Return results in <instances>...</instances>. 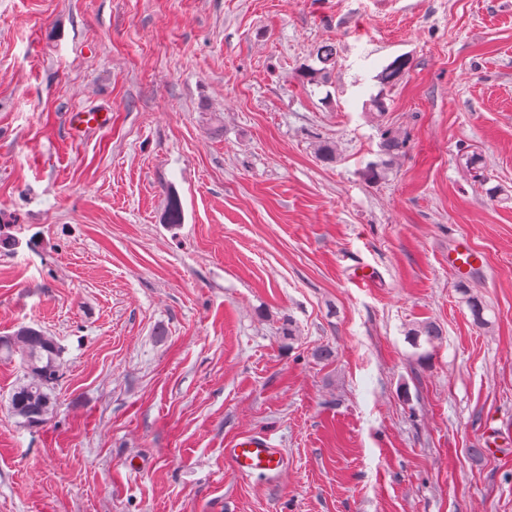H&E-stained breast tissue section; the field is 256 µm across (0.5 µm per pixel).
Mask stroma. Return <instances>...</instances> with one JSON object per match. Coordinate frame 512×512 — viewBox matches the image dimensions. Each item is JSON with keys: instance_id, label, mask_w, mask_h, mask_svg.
Masks as SVG:
<instances>
[{"instance_id": "stroma-1", "label": "stroma", "mask_w": 512, "mask_h": 512, "mask_svg": "<svg viewBox=\"0 0 512 512\" xmlns=\"http://www.w3.org/2000/svg\"><path fill=\"white\" fill-rule=\"evenodd\" d=\"M0 234V335L64 349L33 428L0 360V512H512V0H0ZM315 60L318 66H307L301 72L309 84H321L326 82L327 77L336 67V48L332 44H325L319 47ZM409 59L406 57H397L377 75V79L383 86L396 84L410 68ZM69 124L75 133L83 134L88 129H102L108 117L106 112L76 110L69 112ZM407 339L415 348L422 346L421 340L429 346H433L440 339V328L431 321H422L415 324L407 331ZM235 469L241 475L276 472L282 468L283 457L279 448H275L270 437L264 434L243 436L235 442L233 448H225Z\"/></svg>"}]
</instances>
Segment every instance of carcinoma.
<instances>
[{"mask_svg":"<svg viewBox=\"0 0 512 512\" xmlns=\"http://www.w3.org/2000/svg\"><path fill=\"white\" fill-rule=\"evenodd\" d=\"M317 65L303 69L301 75L309 84H321L336 67V48L325 44L316 52ZM409 69V59L397 57L377 75L380 84H396ZM383 152L393 158L403 151L405 141L385 134ZM164 223L175 226L182 223V209L179 198L174 193L167 194L164 210ZM461 293L471 313L474 323L481 327L487 324L484 317L485 306L482 300L463 288ZM440 328L431 321H422L407 331V339L412 346H429L440 339ZM63 349L55 337L44 330L25 325L9 335L0 336V358L20 357L23 365V381L16 386L9 398L12 414L18 423L26 427H36L47 421L57 405L56 389L62 366Z\"/></svg>","mask_w":512,"mask_h":512,"instance_id":"obj_1","label":"carcinoma"}]
</instances>
